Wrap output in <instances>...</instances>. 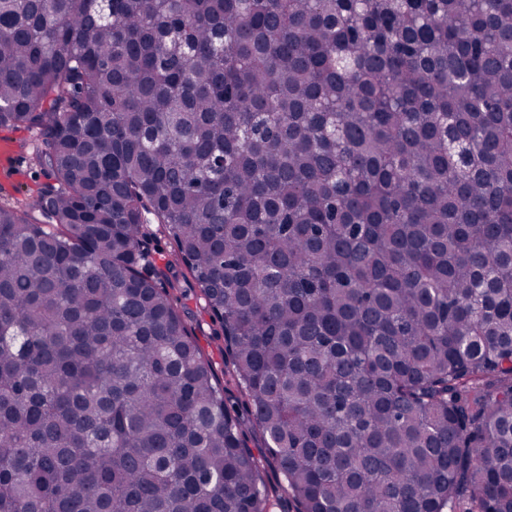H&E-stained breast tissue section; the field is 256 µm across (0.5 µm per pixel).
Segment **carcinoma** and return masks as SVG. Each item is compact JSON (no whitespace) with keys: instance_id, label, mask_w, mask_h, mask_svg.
Returning a JSON list of instances; mask_svg holds the SVG:
<instances>
[{"instance_id":"cac0c4a2","label":"carcinoma","mask_w":512,"mask_h":512,"mask_svg":"<svg viewBox=\"0 0 512 512\" xmlns=\"http://www.w3.org/2000/svg\"><path fill=\"white\" fill-rule=\"evenodd\" d=\"M0 128V512H512V0H0ZM2 137L9 138L15 143L20 178L16 181H3L0 175V203L29 199L37 195L40 188L51 183L52 179L46 171L30 161L28 154L19 150L20 142L34 139L35 134L24 129H0V138ZM150 225L152 230L150 231L151 239L148 241V246L152 251V256L156 264L160 267H164L167 262L173 259L171 240L165 233L156 230L157 224ZM180 301L189 311V321L201 347L207 355L218 364V375L225 384L226 398L229 405H233L240 414L246 417L244 397L233 381L224 378V336L219 323H213L208 315L201 310L200 303L194 293L187 288H180ZM187 290V291H186ZM225 381V383H224Z\"/></svg>"}]
</instances>
